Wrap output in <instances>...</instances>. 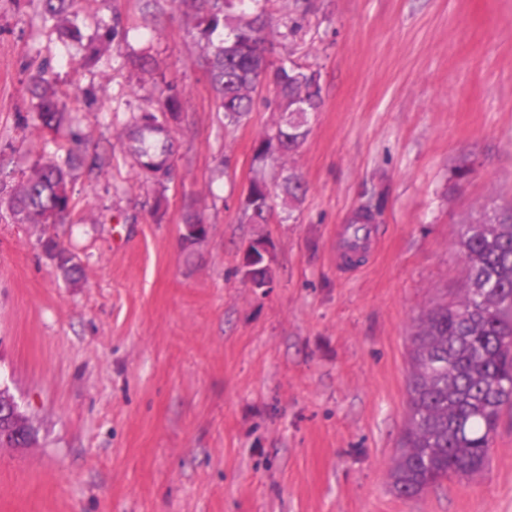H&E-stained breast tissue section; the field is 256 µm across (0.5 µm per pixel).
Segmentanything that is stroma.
<instances>
[{
	"label": "stroma",
	"instance_id": "1",
	"mask_svg": "<svg viewBox=\"0 0 512 512\" xmlns=\"http://www.w3.org/2000/svg\"><path fill=\"white\" fill-rule=\"evenodd\" d=\"M274 60L318 73L301 147L255 159L281 120L271 79L228 123L213 44L192 0H81L100 51L0 0V199L73 145L84 165L59 224L0 206V387L33 425L0 447V512H512V411L489 464L407 501L390 467L407 425L411 337L459 300V228L512 203V0H268ZM66 106L36 126L29 78ZM171 123V177L145 180L122 138L132 114ZM308 191L248 221L250 180ZM380 246L347 276L336 227L364 206ZM208 235L181 238L187 214ZM83 269L65 278L40 241ZM268 247L270 284L243 255ZM255 250H257L262 255L261 263H255V261L260 260V258L255 253ZM265 255H266V251H265V248L263 246H261V245H252L247 250V253H246V256H245L244 266L247 269L246 274H247V277H248L249 281L252 283L253 287H255V288H265V287H267L266 284L262 285L259 282L260 271H261V269H263L265 267V266H263Z\"/></svg>",
	"mask_w": 512,
	"mask_h": 512
}]
</instances>
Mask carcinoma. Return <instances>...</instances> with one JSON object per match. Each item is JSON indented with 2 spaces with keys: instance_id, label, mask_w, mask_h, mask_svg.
<instances>
[{
  "instance_id": "obj_1",
  "label": "carcinoma",
  "mask_w": 512,
  "mask_h": 512,
  "mask_svg": "<svg viewBox=\"0 0 512 512\" xmlns=\"http://www.w3.org/2000/svg\"><path fill=\"white\" fill-rule=\"evenodd\" d=\"M206 23L204 33L214 32L226 20L230 0H199ZM251 17L233 26L213 52L211 82L220 99L224 118L239 123L252 112L254 93L265 78L272 51L265 30L271 26L267 11L252 0ZM79 0H38L44 20H61ZM282 119L258 143L255 159L266 162L276 154L295 151L306 139V123L287 115L288 104L303 102L316 112L322 103L319 78L298 65H281L272 74ZM28 91L43 127L57 129L64 120V104L44 70L29 79ZM163 120L146 111L137 119L135 147L140 174L157 179L170 169L160 156L157 130ZM83 165L73 148L64 157L35 170L10 199L18 221L55 224L72 208L67 193L70 172ZM251 199L243 214L256 224L252 205L270 195L266 181L250 182ZM306 186L295 174L282 179V192L291 200L305 194ZM456 245L466 267L462 299L439 305L419 319L412 338V371L408 382V424L404 448L391 472V487L400 497L413 500L429 487L452 477H472L485 469L503 411L512 408V204L492 205L462 225ZM45 252L70 278L79 273L74 255L52 236L41 241ZM34 430L21 415H0V446L25 448Z\"/></svg>"
}]
</instances>
